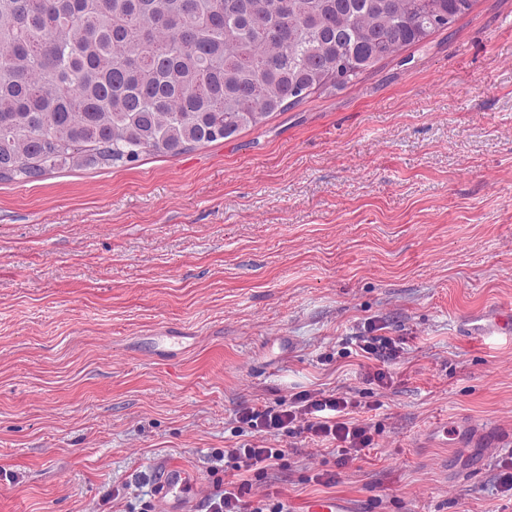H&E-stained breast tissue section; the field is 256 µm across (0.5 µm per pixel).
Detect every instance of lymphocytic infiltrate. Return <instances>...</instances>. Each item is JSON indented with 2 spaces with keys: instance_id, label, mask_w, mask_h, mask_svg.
<instances>
[{
  "instance_id": "lymphocytic-infiltrate-1",
  "label": "lymphocytic infiltrate",
  "mask_w": 512,
  "mask_h": 512,
  "mask_svg": "<svg viewBox=\"0 0 512 512\" xmlns=\"http://www.w3.org/2000/svg\"><path fill=\"white\" fill-rule=\"evenodd\" d=\"M359 348L377 363L376 369L365 371V380L390 388L389 366L404 354V339L364 336ZM236 419L251 429L255 440L217 452V460L228 461L232 477H217L204 486L205 512H290L287 499L270 491L267 484L269 470L283 466L289 455L288 449L278 445L281 436L333 447L337 471L311 477L313 483L327 488L336 485L338 470L351 466L374 444L373 425L364 418L360 402L348 392H305L277 411L245 406L237 411Z\"/></svg>"
}]
</instances>
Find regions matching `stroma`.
Here are the masks:
<instances>
[{
	"mask_svg": "<svg viewBox=\"0 0 512 512\" xmlns=\"http://www.w3.org/2000/svg\"><path fill=\"white\" fill-rule=\"evenodd\" d=\"M512 0L237 136L0 181V512H132L157 463L249 443L235 412L368 405L336 493L365 512H512ZM403 336L391 389L358 339ZM295 512L324 495L290 456Z\"/></svg>",
	"mask_w": 512,
	"mask_h": 512,
	"instance_id": "1",
	"label": "stroma"
}]
</instances>
